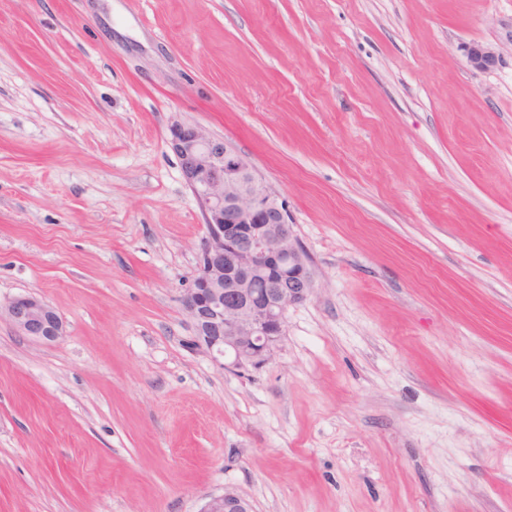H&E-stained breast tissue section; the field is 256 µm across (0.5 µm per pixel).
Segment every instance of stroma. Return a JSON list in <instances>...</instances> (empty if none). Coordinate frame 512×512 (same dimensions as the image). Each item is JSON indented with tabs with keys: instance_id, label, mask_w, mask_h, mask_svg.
Here are the masks:
<instances>
[{
	"instance_id": "35a3bbf8",
	"label": "stroma",
	"mask_w": 512,
	"mask_h": 512,
	"mask_svg": "<svg viewBox=\"0 0 512 512\" xmlns=\"http://www.w3.org/2000/svg\"><path fill=\"white\" fill-rule=\"evenodd\" d=\"M497 63L473 68L467 48ZM277 193L313 274L227 370L181 298L174 121ZM0 512H512V0H0ZM469 63L476 69L486 70L496 64L497 56L495 51L483 44L473 43L467 49ZM5 317L17 333L44 343L66 336L67 329L55 309L42 298L26 295L0 305V319ZM200 512H254L251 502L233 487H225L224 493L209 498Z\"/></svg>"
}]
</instances>
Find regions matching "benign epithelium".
Returning a JSON list of instances; mask_svg holds the SVG:
<instances>
[{
	"mask_svg": "<svg viewBox=\"0 0 512 512\" xmlns=\"http://www.w3.org/2000/svg\"><path fill=\"white\" fill-rule=\"evenodd\" d=\"M469 63L486 70L495 51L474 43ZM168 143L197 199L204 236L196 270L182 297V312L194 328L193 344L229 368L266 364L286 332L288 308L305 301L313 287L306 255L278 195L248 159L198 124L175 122ZM267 288L259 294L256 284ZM17 333L44 343L67 334L45 300L26 295L0 305ZM200 512H254L233 487L209 498Z\"/></svg>",
	"mask_w": 512,
	"mask_h": 512,
	"instance_id": "7a95c632",
	"label": "benign epithelium"
}]
</instances>
